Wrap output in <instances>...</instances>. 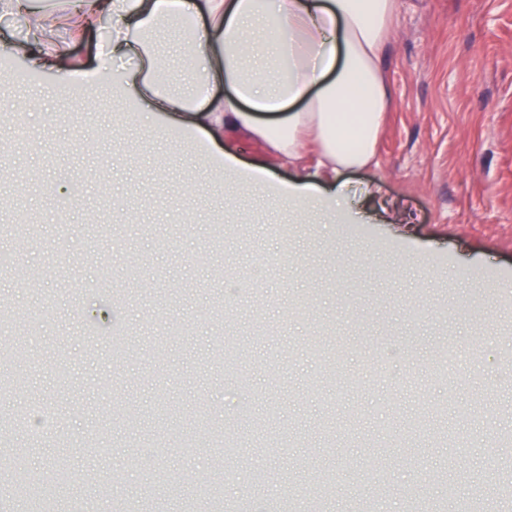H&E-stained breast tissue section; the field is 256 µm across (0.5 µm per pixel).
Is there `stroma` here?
I'll use <instances>...</instances> for the list:
<instances>
[{"label": "stroma", "instance_id": "stroma-1", "mask_svg": "<svg viewBox=\"0 0 512 512\" xmlns=\"http://www.w3.org/2000/svg\"><path fill=\"white\" fill-rule=\"evenodd\" d=\"M185 37L165 26L155 47L190 90ZM383 66L394 108L376 166L336 178L342 224L245 183L228 205L223 174L177 145L170 115L119 125L102 106L70 111L64 74L25 84L26 64L0 70V98L19 107L0 121V343L26 354L0 376L27 377L0 390V414H25L0 447L17 461L0 472V512L60 471L57 512H136L159 468L218 484L237 512H367L372 494L411 512L438 497L422 476L439 470L512 512L491 491L512 466V0H398ZM218 146L277 183L296 176L263 141ZM172 320L184 334L155 356ZM257 320L279 335L252 342ZM322 333L351 340L328 365L307 352ZM453 342L481 359L438 373L430 357ZM244 408L265 431L240 422ZM202 410L214 435L185 454V417ZM227 437L243 449L229 469L214 448ZM145 448L151 460L127 468Z\"/></svg>", "mask_w": 512, "mask_h": 512}]
</instances>
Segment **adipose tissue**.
Segmentation results:
<instances>
[{"instance_id":"1","label":"adipose tissue","mask_w":512,"mask_h":512,"mask_svg":"<svg viewBox=\"0 0 512 512\" xmlns=\"http://www.w3.org/2000/svg\"><path fill=\"white\" fill-rule=\"evenodd\" d=\"M397 0H64L63 8L32 0H0V12L21 21L25 38L9 49L36 72L60 71L64 62L50 37L110 22L111 35L98 50L97 79H108L122 106L140 102L143 112H175L211 140L233 131L264 140L285 161L299 163L308 148L318 167L337 172L376 162L375 147L393 99L382 70ZM180 20L190 33L188 50L199 60L195 91L173 93L152 48V34ZM267 30L270 49L288 62L286 73L261 78L256 32ZM133 56L131 69L114 61ZM230 93L213 102L204 94L215 81ZM313 175L302 172L277 197L288 210L338 220L327 210Z\"/></svg>"}]
</instances>
